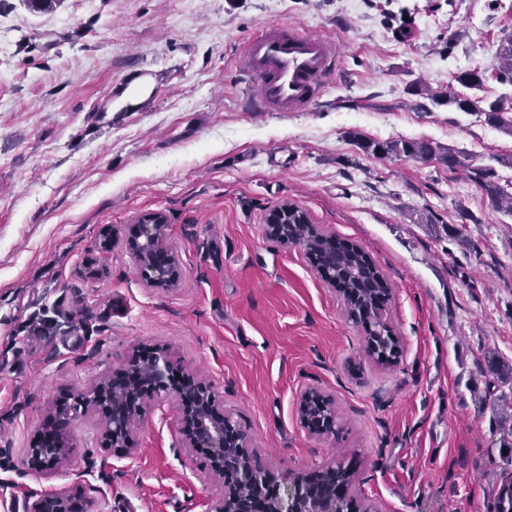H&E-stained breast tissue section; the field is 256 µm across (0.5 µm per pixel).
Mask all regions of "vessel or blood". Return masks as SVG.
<instances>
[{
  "mask_svg": "<svg viewBox=\"0 0 512 512\" xmlns=\"http://www.w3.org/2000/svg\"><path fill=\"white\" fill-rule=\"evenodd\" d=\"M333 42L297 28L274 25L248 49L246 74L258 85L254 108L291 112L317 99L339 66Z\"/></svg>",
  "mask_w": 512,
  "mask_h": 512,
  "instance_id": "vessel-or-blood-1",
  "label": "vessel or blood"
}]
</instances>
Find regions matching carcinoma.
I'll return each instance as SVG.
<instances>
[{"mask_svg": "<svg viewBox=\"0 0 512 512\" xmlns=\"http://www.w3.org/2000/svg\"><path fill=\"white\" fill-rule=\"evenodd\" d=\"M493 70L499 83L512 86V37H507L499 46L493 63ZM457 81L469 89H480L483 86L484 75L480 71H465L457 76ZM437 105H448L461 112H472L477 108V101L460 96L457 93L450 95L443 93L432 97ZM487 116L488 122L512 134V117L502 101L496 99L481 108ZM358 145L366 152L380 157L413 155L428 159L439 155L447 164L461 165L449 150L435 148L426 142L395 140L378 142L368 139L358 140ZM469 179L487 195L490 201L504 214L512 216V191L502 186L491 168H472L469 170ZM284 223L288 224V233L294 235L311 258L321 259L331 254L345 257L342 265L336 266V282L345 289L344 302L350 320L363 324L368 335L376 341L389 342L392 340L393 329L388 320L384 319L376 302L380 298L389 296V285L383 275L374 265L373 261L360 249L348 248L344 242L338 240L334 243L322 237L316 228L310 224L305 212L299 208L291 210L285 216ZM502 434L510 441L504 445L506 454L502 455L506 465L512 466V410L505 412L500 424ZM485 512H512V475L502 478L495 493L487 501Z\"/></svg>", "mask_w": 512, "mask_h": 512, "instance_id": "obj_1", "label": "carcinoma"}]
</instances>
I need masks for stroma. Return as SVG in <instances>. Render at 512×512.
I'll return each instance as SVG.
<instances>
[{"instance_id": "35a3bbf8", "label": "stroma", "mask_w": 512, "mask_h": 512, "mask_svg": "<svg viewBox=\"0 0 512 512\" xmlns=\"http://www.w3.org/2000/svg\"><path fill=\"white\" fill-rule=\"evenodd\" d=\"M272 24L335 42L341 64L311 105L256 112L249 42ZM512 0H0V512L80 484L96 512H208L224 493L180 406L154 402L133 449L88 416L54 474L28 448L56 402L145 348L211 383L264 467L349 466L378 512H485L504 472L488 362H512V217L465 167L512 181V135L432 102L457 76L512 98L490 70ZM425 141L438 158H381L358 139ZM292 204L356 244L391 288L402 352L381 363L303 248L270 238ZM469 220H462L461 212ZM162 213L181 277L148 285L130 224ZM112 246L102 249L104 233ZM84 329H44L55 310ZM315 387L335 433L298 417Z\"/></svg>"}]
</instances>
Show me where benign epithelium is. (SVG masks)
Instances as JSON below:
<instances>
[{
  "label": "benign epithelium",
  "instance_id": "1",
  "mask_svg": "<svg viewBox=\"0 0 512 512\" xmlns=\"http://www.w3.org/2000/svg\"><path fill=\"white\" fill-rule=\"evenodd\" d=\"M131 256L153 286L171 287L179 278L175 255L162 241V225L133 224L128 240ZM181 406V431L188 448H204L212 471L234 472L237 483L224 487V495L208 512H356L353 490H338L323 480L321 471L290 473L280 479L266 471L248 451L247 437L219 408L212 387L194 376H174L160 350H148L116 377L100 379L88 390L72 396L100 419V440L109 448H129L145 406L161 397ZM302 425L311 433L335 431L336 410L330 398L315 388L304 391L298 404ZM64 434L46 428L28 449L27 465L42 473L55 472L64 462ZM25 512H94L82 488L73 484L51 493H33Z\"/></svg>",
  "mask_w": 512,
  "mask_h": 512
}]
</instances>
